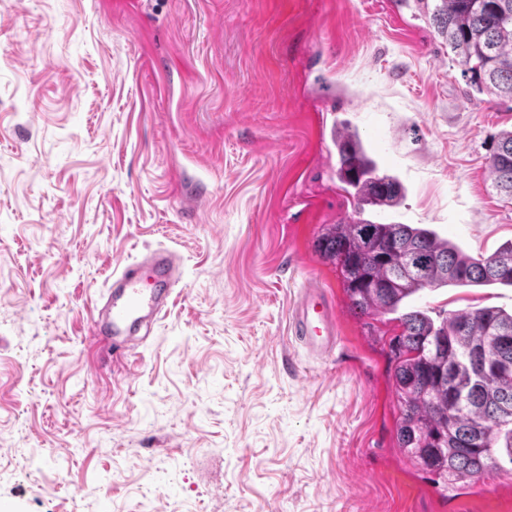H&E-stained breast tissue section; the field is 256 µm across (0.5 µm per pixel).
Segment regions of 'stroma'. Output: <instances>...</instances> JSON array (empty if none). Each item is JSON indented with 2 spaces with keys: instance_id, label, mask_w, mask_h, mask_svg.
Listing matches in <instances>:
<instances>
[{
  "instance_id": "obj_1",
  "label": "stroma",
  "mask_w": 512,
  "mask_h": 512,
  "mask_svg": "<svg viewBox=\"0 0 512 512\" xmlns=\"http://www.w3.org/2000/svg\"><path fill=\"white\" fill-rule=\"evenodd\" d=\"M342 126L398 206L358 211ZM504 130L422 0H0V512H512L508 459L445 489L400 453L388 348L316 247L361 216L491 255ZM158 246L184 269L160 320L92 349L117 259ZM311 284L342 337L322 359L289 330Z\"/></svg>"
}]
</instances>
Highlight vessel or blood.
<instances>
[{"mask_svg":"<svg viewBox=\"0 0 512 512\" xmlns=\"http://www.w3.org/2000/svg\"><path fill=\"white\" fill-rule=\"evenodd\" d=\"M181 276L177 256L165 248L141 260L120 263L101 312L93 316L92 339L109 349L123 345L140 322L158 318ZM291 323L294 335L312 355L323 358L335 350L339 341L336 310L323 288L312 284L304 289Z\"/></svg>","mask_w":512,"mask_h":512,"instance_id":"b4317fda","label":"vessel or blood"}]
</instances>
